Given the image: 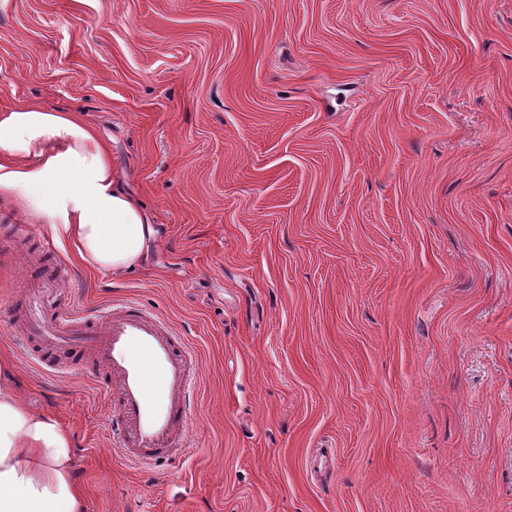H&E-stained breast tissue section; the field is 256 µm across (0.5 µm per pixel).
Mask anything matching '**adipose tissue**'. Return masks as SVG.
I'll return each mask as SVG.
<instances>
[{"instance_id": "1", "label": "adipose tissue", "mask_w": 512, "mask_h": 512, "mask_svg": "<svg viewBox=\"0 0 512 512\" xmlns=\"http://www.w3.org/2000/svg\"><path fill=\"white\" fill-rule=\"evenodd\" d=\"M0 188L22 190L98 272L134 269L154 242L149 215L121 188L108 146L79 113L0 111ZM16 371L0 358V512H84L71 438L14 392Z\"/></svg>"}]
</instances>
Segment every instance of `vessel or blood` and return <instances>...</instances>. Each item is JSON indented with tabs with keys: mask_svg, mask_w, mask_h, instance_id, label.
Segmentation results:
<instances>
[{
	"mask_svg": "<svg viewBox=\"0 0 512 512\" xmlns=\"http://www.w3.org/2000/svg\"><path fill=\"white\" fill-rule=\"evenodd\" d=\"M25 275L31 291L14 303L13 311L40 369L60 375L54 357L62 351L84 376L106 370L99 387L118 404L121 419L115 433L129 461L183 453L192 414L189 344L133 301L113 304L94 320L63 293L43 302L47 285L62 278L60 267L46 271L36 262Z\"/></svg>",
	"mask_w": 512,
	"mask_h": 512,
	"instance_id": "obj_1",
	"label": "vessel or blood"
}]
</instances>
